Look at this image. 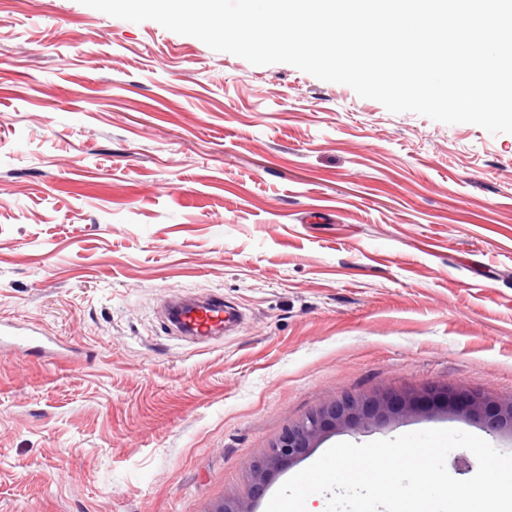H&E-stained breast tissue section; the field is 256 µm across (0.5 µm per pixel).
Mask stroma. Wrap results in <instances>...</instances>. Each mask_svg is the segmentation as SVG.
<instances>
[{
    "mask_svg": "<svg viewBox=\"0 0 512 512\" xmlns=\"http://www.w3.org/2000/svg\"><path fill=\"white\" fill-rule=\"evenodd\" d=\"M214 298L211 338L163 316ZM0 512H211L288 423L379 389L512 398V134L392 113L80 0H0ZM453 428L450 414L339 442ZM7 340L10 344L28 351L37 349L42 354H53L54 348L45 347L44 342L39 336V332L32 326H16L11 324L0 323V344Z\"/></svg>",
    "mask_w": 512,
    "mask_h": 512,
    "instance_id": "obj_1",
    "label": "stroma"
}]
</instances>
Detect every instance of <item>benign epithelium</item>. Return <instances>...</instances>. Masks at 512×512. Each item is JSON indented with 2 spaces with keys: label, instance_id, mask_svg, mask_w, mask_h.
<instances>
[{
  "label": "benign epithelium",
  "instance_id": "obj_1",
  "mask_svg": "<svg viewBox=\"0 0 512 512\" xmlns=\"http://www.w3.org/2000/svg\"><path fill=\"white\" fill-rule=\"evenodd\" d=\"M449 413L475 420L492 432L512 433V398L502 399L462 389L383 391L330 401L289 425L251 468L248 494L215 512H253L251 503L267 476L300 459L331 431L359 429L406 416Z\"/></svg>",
  "mask_w": 512,
  "mask_h": 512
}]
</instances>
